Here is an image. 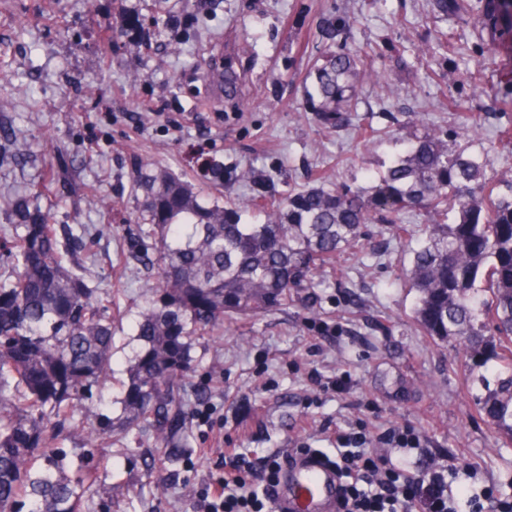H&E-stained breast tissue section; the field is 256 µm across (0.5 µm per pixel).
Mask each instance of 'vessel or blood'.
<instances>
[{"instance_id":"b4317fda","label":"vessel or blood","mask_w":512,"mask_h":512,"mask_svg":"<svg viewBox=\"0 0 512 512\" xmlns=\"http://www.w3.org/2000/svg\"><path fill=\"white\" fill-rule=\"evenodd\" d=\"M339 484L335 465L322 454L296 455L282 467L278 512H336Z\"/></svg>"}]
</instances>
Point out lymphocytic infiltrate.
I'll use <instances>...</instances> for the list:
<instances>
[{
	"mask_svg": "<svg viewBox=\"0 0 512 512\" xmlns=\"http://www.w3.org/2000/svg\"><path fill=\"white\" fill-rule=\"evenodd\" d=\"M380 441L386 452H378L362 432L339 437L333 458L342 487L337 512H458L447 467L428 465L416 474L393 462L396 449L427 456L413 432L391 429ZM284 459L281 452L253 460L226 449L221 490L213 500L199 501V512H266Z\"/></svg>",
	"mask_w": 512,
	"mask_h": 512,
	"instance_id": "lymphocytic-infiltrate-1",
	"label": "lymphocytic infiltrate"
}]
</instances>
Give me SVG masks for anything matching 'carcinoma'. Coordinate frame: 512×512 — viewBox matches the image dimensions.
<instances>
[{"label":"carcinoma","instance_id":"1","mask_svg":"<svg viewBox=\"0 0 512 512\" xmlns=\"http://www.w3.org/2000/svg\"><path fill=\"white\" fill-rule=\"evenodd\" d=\"M434 17L473 16L480 53L493 63L512 43V0H433ZM354 20L323 21L336 47L311 70L308 97L326 129L351 125L361 81L378 82L382 56L348 47ZM459 54L454 33L438 30L422 54ZM241 77L224 67V95L235 97ZM405 124L422 135L403 143L377 183L320 184L275 196L252 167L230 179L224 204L205 202L178 176L153 161L131 174L141 196L132 250L149 258L156 278L145 284L151 309L136 324L141 342L123 385L121 412L103 413L92 389L112 378V293L87 287L64 258L50 214L10 198L0 210L12 225L11 267L0 273V512H82L96 481L87 452L75 477L66 476L61 424L81 408L88 444L132 431L178 458L191 436L195 395L191 349L204 333L288 308L293 294L316 288L344 250L371 252L366 224H384L399 240L412 236L406 215L425 211L430 223L411 250L402 276L418 292L415 319L426 335L454 340L463 354L486 350L504 377L478 406L493 429L512 440V177L486 176L483 160L459 142L474 126H429L420 112ZM262 217L241 223V212Z\"/></svg>","mask_w":512,"mask_h":512}]
</instances>
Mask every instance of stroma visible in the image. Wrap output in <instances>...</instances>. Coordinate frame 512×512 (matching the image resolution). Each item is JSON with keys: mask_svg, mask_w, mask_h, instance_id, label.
I'll use <instances>...</instances> for the list:
<instances>
[{"mask_svg": "<svg viewBox=\"0 0 512 512\" xmlns=\"http://www.w3.org/2000/svg\"><path fill=\"white\" fill-rule=\"evenodd\" d=\"M356 17L354 47L384 49L377 65L386 88L361 84L360 116L374 133L353 127L323 135L307 109L306 76L333 46L317 29L333 14ZM429 0H0V145L24 142V157L0 154V195L28 197L47 169L59 178L40 199L62 251L85 265L91 288H108L114 381L103 389L117 415L120 380L140 343L134 325L149 303L142 294L152 269L130 255L138 198L130 174L153 160L210 200L224 193L236 168L266 175L273 193L314 186L318 177L366 185L383 172L402 140L416 128L405 112L429 123L458 126L480 119L467 140L487 173L512 170V150L490 148L512 112L493 104L494 68L487 91L449 111L463 75L444 58H417L434 35ZM404 16L398 27L395 16ZM112 30L104 51L100 28ZM248 77L247 105L224 100V83L202 78V66L223 69L225 57ZM81 224L83 240L67 238ZM374 253H343L321 287L301 292L287 310L224 327L216 340L193 350L201 388L181 460L160 465L159 449L130 433L102 440L95 452V494L85 512H168L179 500L195 512L201 491L215 492L214 464L225 449L262 458L304 445L333 454L336 437L365 425L370 435L409 427L433 456H447L463 473L451 482L461 512L471 495L492 488L512 501V441L481 417L475 395L496 385L495 359L462 361L453 344L427 336L413 310L417 293L398 277L411 242L393 240L369 225ZM343 376L337 393L327 382ZM154 464L155 477L145 476ZM122 482L133 495L113 500Z\"/></svg>", "mask_w": 512, "mask_h": 512, "instance_id": "1", "label": "stroma"}]
</instances>
